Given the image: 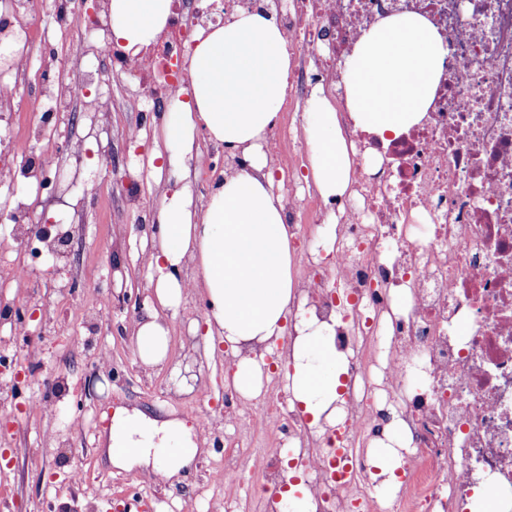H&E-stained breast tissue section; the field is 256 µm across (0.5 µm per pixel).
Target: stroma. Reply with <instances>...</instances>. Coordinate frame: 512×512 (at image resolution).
Here are the masks:
<instances>
[{
    "label": "stroma",
    "mask_w": 512,
    "mask_h": 512,
    "mask_svg": "<svg viewBox=\"0 0 512 512\" xmlns=\"http://www.w3.org/2000/svg\"><path fill=\"white\" fill-rule=\"evenodd\" d=\"M31 28L34 66L45 63L44 39L73 54L82 47L83 33L56 30L51 16L40 17ZM70 77L90 96L108 88L112 112L109 124L95 133L89 118L78 116L71 135L89 142L81 162H74L66 147L55 151L61 168H77V193L92 200L77 214L53 202L44 208L46 220L72 227L67 262L46 263L22 255L28 275L0 293L7 303L29 305L32 314L16 339L18 390L8 401H0V419L15 425L7 437H0V512H160L163 504L191 500L206 485L211 492L199 503V512H224L228 499L237 500L238 512H266L265 498L256 491L260 475L253 460L244 461L239 480L213 483L212 462L234 448L233 411L226 406L223 355H204L207 309L201 294L187 296L178 311L168 315L171 344L164 364L144 368L135 351L134 307L122 295L150 292L142 255L150 226L127 206L126 198L139 191L153 213L161 188L149 162L136 167L123 165L122 160L139 151L150 153L153 115L126 111L122 78L80 68ZM38 118L32 110L18 113L8 136L0 140V173L47 147V139L28 134ZM134 126L144 132L137 144L127 138ZM103 147L111 149L115 166L102 164ZM103 293L112 295V307L105 322L89 324L82 311ZM75 336L86 338L84 348L73 347ZM186 360L197 368L198 385L178 378ZM88 378L93 388L87 393L83 383ZM120 408L160 420L176 418L192 427L202 440L193 464L163 485L148 477L144 468L113 467L107 446L114 413ZM251 435L265 463L283 473L298 467L276 417L254 420ZM74 470L86 474V484L65 487Z\"/></svg>",
    "instance_id": "35a3bbf8"
}]
</instances>
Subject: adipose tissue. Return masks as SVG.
I'll return each mask as SVG.
<instances>
[{
	"label": "adipose tissue",
	"mask_w": 512,
	"mask_h": 512,
	"mask_svg": "<svg viewBox=\"0 0 512 512\" xmlns=\"http://www.w3.org/2000/svg\"><path fill=\"white\" fill-rule=\"evenodd\" d=\"M110 7L113 43L135 54L149 49L174 20L173 0H111ZM194 42L189 98L161 113L154 129V171L166 183L145 250L151 293L133 321L136 353L145 366L162 364L170 348L167 315L190 291H199L208 308L206 352L225 345L232 387L244 401L262 390L266 354L292 337L285 372L289 404L318 429L336 421L346 357L336 349L335 320L319 319L299 302L293 234L270 167L269 132L292 73L288 40L274 12L239 10L224 24L199 30ZM445 54L424 18L392 15L366 30L346 58L343 106L322 88L311 92L304 134L312 151L309 177L323 199L343 195L354 175L355 151L347 144L343 117L383 139L401 135L427 111ZM201 131L229 153L242 154L245 164L197 200L186 161ZM189 262L196 272L187 277ZM185 430L179 420L120 417L110 441L128 449L110 452L109 460L129 469L148 462L156 443L181 441L156 470L159 480L168 481L197 456ZM404 443L392 426L372 444L368 463L382 493L397 487Z\"/></svg>",
	"instance_id": "ef3b65f1"
}]
</instances>
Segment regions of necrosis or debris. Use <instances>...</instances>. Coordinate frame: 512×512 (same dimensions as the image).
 Listing matches in <instances>:
<instances>
[{
    "label": "necrosis or debris",
    "mask_w": 512,
    "mask_h": 512,
    "mask_svg": "<svg viewBox=\"0 0 512 512\" xmlns=\"http://www.w3.org/2000/svg\"><path fill=\"white\" fill-rule=\"evenodd\" d=\"M0 0V31L28 39L16 15L51 14L60 29L81 28L78 59L89 68L128 75L126 104L162 112L179 87L178 59L200 19L221 0H179L181 20L140 57L127 55L82 0ZM270 9L302 58L295 85L342 91L343 57L362 33L395 14L424 17L447 54L433 102L399 137H355L354 198L336 200L344 235L332 269L303 250L304 293L316 315L339 298L349 316L336 331L348 359L346 397L336 427L310 434L284 411L280 394L249 405L237 420L277 413L311 475L322 512H512V0H233ZM30 74L16 57L0 73V112L34 104L75 107L107 119V98L85 97L62 71ZM406 312H395L400 301ZM396 414L409 434V479L396 500L381 498L360 450ZM353 451L350 478L333 447Z\"/></svg>",
    "instance_id": "1"
}]
</instances>
